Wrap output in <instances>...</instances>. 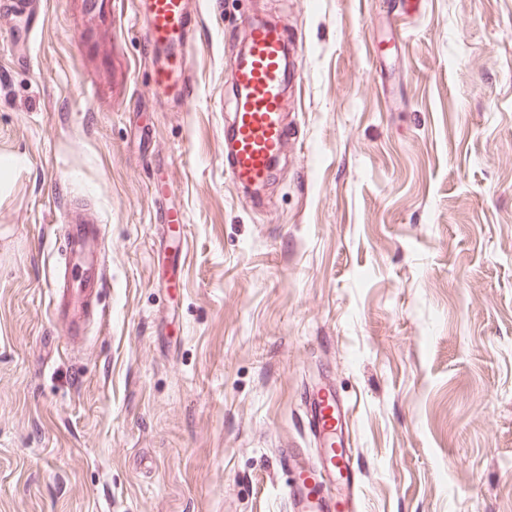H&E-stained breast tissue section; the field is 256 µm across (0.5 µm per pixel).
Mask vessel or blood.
Instances as JSON below:
<instances>
[{
  "instance_id": "vessel-or-blood-1",
  "label": "vessel or blood",
  "mask_w": 512,
  "mask_h": 512,
  "mask_svg": "<svg viewBox=\"0 0 512 512\" xmlns=\"http://www.w3.org/2000/svg\"><path fill=\"white\" fill-rule=\"evenodd\" d=\"M144 42L164 63L153 76L156 89L181 101L189 99L190 35L199 23L193 0H141ZM43 15L41 0H0V20L22 17L36 28ZM291 40L283 29L250 23L247 44L233 71L234 113L224 128V168L232 183L252 187L272 176V162L288 144L285 52ZM62 255L56 260L49 291L51 320L69 348L86 342L93 323L102 322L105 291L104 225L78 212L61 221ZM308 423L319 444V459L297 465L288 485L292 512H358L359 482L350 468V451L336 431L347 411L335 389L317 386L307 396Z\"/></svg>"
}]
</instances>
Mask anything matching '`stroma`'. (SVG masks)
<instances>
[{
	"label": "stroma",
	"instance_id": "obj_1",
	"mask_svg": "<svg viewBox=\"0 0 512 512\" xmlns=\"http://www.w3.org/2000/svg\"><path fill=\"white\" fill-rule=\"evenodd\" d=\"M197 2L186 106L137 0H44L26 45L0 22V512H289L282 446L316 460L327 381L361 512H512V0ZM258 13L298 73L255 207L224 127ZM73 207L109 271L70 354ZM62 256L56 260L49 291L51 321L74 350L87 340L94 322L104 320L100 298L105 293L106 234L103 224L78 212L60 221Z\"/></svg>",
	"mask_w": 512,
	"mask_h": 512
}]
</instances>
